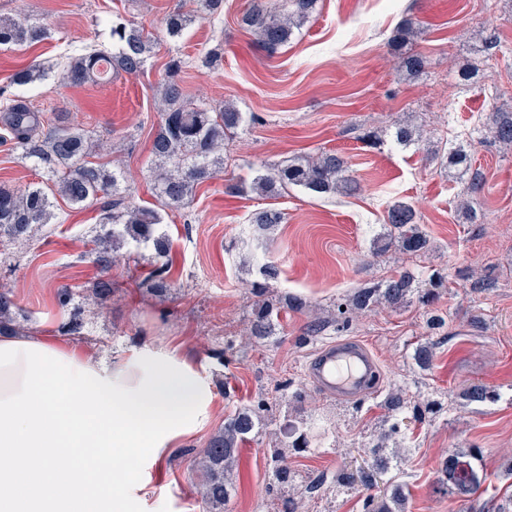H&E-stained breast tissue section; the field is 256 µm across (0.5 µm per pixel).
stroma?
<instances>
[{
    "label": "stroma",
    "instance_id": "1",
    "mask_svg": "<svg viewBox=\"0 0 512 512\" xmlns=\"http://www.w3.org/2000/svg\"><path fill=\"white\" fill-rule=\"evenodd\" d=\"M176 0H0V15L43 20L50 39L34 48L0 46V90L19 95L42 118L69 113L89 131L94 159L120 162L136 204L153 206L151 143L160 123V90L171 57H182L187 96L211 104L233 102L253 120L225 149L232 164L198 186L192 202L165 211L160 229L170 239L174 284L166 296L148 291L152 250L121 260L110 275L115 290L105 305L86 302L91 320L82 345L109 360L135 347L173 344L208 377L214 402L208 424L187 437L147 472L144 512H200L201 475L194 460L225 419L242 405L275 394L303 392L314 422L309 452L289 462L324 490L304 494V512H364L355 490H333L338 469L369 460V442L388 416L385 395L437 391L442 410L425 423H410L391 455L390 471L409 485L407 512H507L512 507V153L490 144L485 119L512 111V0H318L304 26L275 54L261 48L241 16L248 0H223L217 14L196 21L173 41L164 19ZM121 14L151 32L157 42L135 76L77 87L62 78L63 60L76 46L111 48L102 29ZM417 18L425 34L411 46L426 58L422 76L398 68L391 39L401 22ZM497 26L502 52L485 58L480 37ZM43 64L46 80L12 86V73ZM475 63L478 81L458 77ZM416 117L430 130L424 142L402 148L392 142L397 123ZM377 131L382 145L363 141ZM464 145L484 175L470 193L444 167L452 146ZM336 150L347 157L363 190L351 197L320 198L292 187L278 198L231 195L229 179H252L256 166L294 156ZM47 171L24 159L0 127V183L15 189L45 181ZM468 200L473 219L458 210ZM416 206L432 249L415 257L390 249L372 256V241L385 233L386 211L395 201ZM273 207L285 214L272 244L255 239L252 210ZM58 221L39 227L30 240L0 255V285L31 316L33 332L57 334L68 315L57 304L60 286L85 288L99 270L88 255L99 222L94 209L57 204ZM273 259L281 274L273 296H297L302 310L288 311L270 345L245 341L242 330L254 301L252 259ZM425 278L448 276L436 303L448 325L429 331L417 301L374 308L348 324L334 321L336 305L350 291L403 270ZM494 285L472 291V277ZM323 318L318 335L306 332ZM363 343L378 364L379 381L361 397L340 401L309 379L307 366L324 347ZM435 343L430 369L413 361L416 347ZM232 344V353L215 352ZM484 384L497 390L493 402L472 403L463 390ZM285 424L277 420L258 442L246 444L232 473L236 491L224 512H270L265 493L266 448ZM482 452L476 470L482 481L472 495L442 492L437 472L448 454Z\"/></svg>",
    "mask_w": 512,
    "mask_h": 512
}]
</instances>
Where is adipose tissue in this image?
Here are the masks:
<instances>
[{
  "instance_id": "adipose-tissue-1",
  "label": "adipose tissue",
  "mask_w": 512,
  "mask_h": 512,
  "mask_svg": "<svg viewBox=\"0 0 512 512\" xmlns=\"http://www.w3.org/2000/svg\"><path fill=\"white\" fill-rule=\"evenodd\" d=\"M29 341L58 352V354L73 360L75 365L92 369L100 377L110 379L126 388H137L144 377L142 369L134 364L132 355L128 353L115 356L107 362L97 359L88 349L61 336L33 335L30 336Z\"/></svg>"
}]
</instances>
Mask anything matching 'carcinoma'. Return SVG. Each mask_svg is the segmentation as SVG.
<instances>
[{
  "label": "carcinoma",
  "instance_id": "obj_1",
  "mask_svg": "<svg viewBox=\"0 0 512 512\" xmlns=\"http://www.w3.org/2000/svg\"><path fill=\"white\" fill-rule=\"evenodd\" d=\"M317 0H249L244 16L245 24L257 36L259 43L269 51H276L290 41L294 32L301 28L312 14ZM221 6V0H179V6L169 12L165 20L168 36L178 39L197 18L211 16ZM420 33L417 19L404 20L394 35L392 44L398 46ZM112 51L86 45L71 58L62 74L63 80L74 86H82L90 80H103L109 74L136 75L144 69L147 58L155 45L152 33L122 21L110 26ZM50 38V31L41 22L30 17L0 18V45L33 46ZM482 48L490 56L501 51L502 42L494 27H486L482 36ZM183 61L173 58L168 63L167 81L161 99V125L152 140L151 154L167 168L156 174L154 190L158 207L140 206L127 192L126 172L115 167L89 161L92 156L91 137L81 126L61 122L46 124L31 109L24 98L14 99L6 108V126L10 129L17 147L28 158H35L57 176V195L74 207L88 208L98 202L101 229L93 239V262L100 275L91 294L104 301L112 295V278L109 271L120 258L119 249L128 244L150 247L154 250L153 264L148 276L150 290L158 295L170 291L171 279L168 260L169 239L157 233L163 223L162 210L177 209L187 205L197 187L215 177L224 169V145L238 134L247 115L232 105L212 106L196 102L183 93L179 74ZM401 65L406 72L416 74L424 70L426 60L419 53L405 54ZM45 68L34 63L15 71L11 83L25 87L44 80ZM490 132L500 148L512 152V112L492 113ZM425 126L403 125L395 129L393 141L403 147L418 145L427 137ZM448 164L462 169L467 176L468 190L478 191L483 176L472 167L470 156L456 148L448 153ZM290 187H300L317 197L336 194L353 196L360 191V182L350 168L347 159L332 150L314 156L287 160L283 163L263 166V171L248 184H231L233 193H253L259 197H275L288 192ZM55 195V196H57ZM55 196L41 187L23 192L0 185V245L5 247L28 235L35 224H48L54 217ZM285 220L284 213L274 209H257L251 213L249 223L258 231H265ZM420 215L414 205L397 201L388 207L386 223L389 231L388 244H397L402 251L419 257L430 248V239L419 227ZM259 279L252 282L255 300L246 318V338L263 343L278 334V318L282 311L299 310L302 299L289 296L272 303L264 296L269 283L278 279L279 267L268 260L258 264ZM446 275L437 272L425 288L409 272L369 286L357 288L341 302L345 310L338 315L348 321L352 316L370 310L380 304L401 306L410 296H416L424 307L435 303L433 289L441 288ZM83 290L64 285L56 293L58 306L70 311L69 320L61 330L67 336H81L86 322L81 308L75 306ZM29 316L18 306L12 292L0 287V334L14 333L17 327L29 324ZM394 421L385 429L388 437L402 432L401 415H409L419 421L439 408L437 400L419 398L411 400L407 394L395 389L384 399ZM267 402L239 409L224 421V427L213 435L205 448L197 455V463L205 475L201 507L203 512H220L229 499L232 483L230 472L238 457L239 444L259 434L265 422ZM289 441L278 448L268 449V494L283 501L288 512H300L301 503L290 494L292 486L303 481V476L288 466V453L308 450L312 443L311 427L306 419L290 426ZM385 449H373V460L366 468L354 475L345 470L336 472L338 485L355 488L364 496L365 512H402L407 495L403 485L392 482L389 491L376 492L378 476L385 469ZM471 459L465 455L451 454L442 462L439 484L459 494L475 490L479 484Z\"/></svg>",
  "mask_w": 512,
  "mask_h": 512
}]
</instances>
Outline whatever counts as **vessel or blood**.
Segmentation results:
<instances>
[{"label": "vessel or blood", "mask_w": 512, "mask_h": 512, "mask_svg": "<svg viewBox=\"0 0 512 512\" xmlns=\"http://www.w3.org/2000/svg\"><path fill=\"white\" fill-rule=\"evenodd\" d=\"M376 371L377 362L371 353L353 341H339L325 347L309 369L313 381L336 398L363 393Z\"/></svg>", "instance_id": "1"}]
</instances>
